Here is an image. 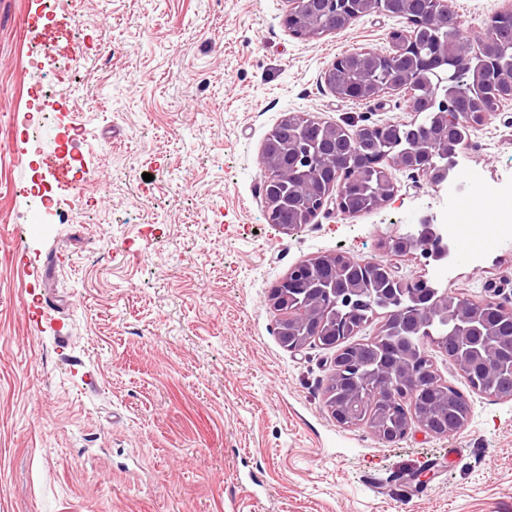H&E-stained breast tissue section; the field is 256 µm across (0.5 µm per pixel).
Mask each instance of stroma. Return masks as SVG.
<instances>
[{
  "label": "stroma",
  "mask_w": 512,
  "mask_h": 512,
  "mask_svg": "<svg viewBox=\"0 0 512 512\" xmlns=\"http://www.w3.org/2000/svg\"><path fill=\"white\" fill-rule=\"evenodd\" d=\"M468 38L504 0H452ZM0 0V512H512V398L469 386L430 349L471 414L453 436L393 444L341 425L324 391L336 351L284 347L271 289L341 253L433 277L393 239L453 204L392 171L387 205L327 204L285 235L265 218L261 153L284 116L347 130L413 120L403 97L337 99L343 52L385 49L403 20L293 34L285 0H57L49 18ZM53 85L64 120L38 126ZM97 100L73 106L69 93ZM471 195L512 202V104L470 128ZM53 185L44 213L30 168ZM151 181H144V174ZM451 257L447 289L512 306V242ZM52 310L37 313L42 296Z\"/></svg>",
  "instance_id": "35a3bbf8"
}]
</instances>
